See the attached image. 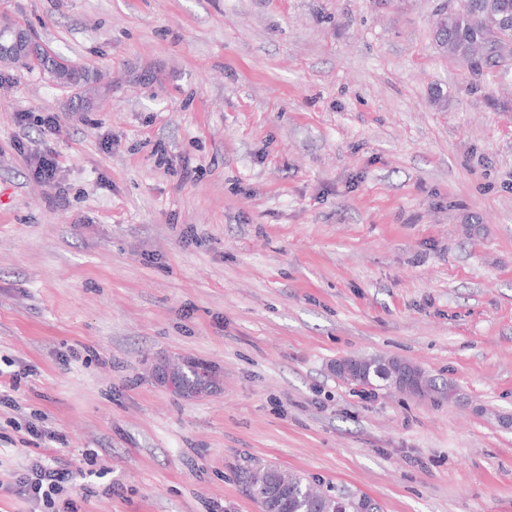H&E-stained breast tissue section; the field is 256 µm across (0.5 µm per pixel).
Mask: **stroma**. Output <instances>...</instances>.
Listing matches in <instances>:
<instances>
[{
	"label": "stroma",
	"mask_w": 512,
	"mask_h": 512,
	"mask_svg": "<svg viewBox=\"0 0 512 512\" xmlns=\"http://www.w3.org/2000/svg\"><path fill=\"white\" fill-rule=\"evenodd\" d=\"M436 6L0 0L112 83L83 111L0 65V512H259L266 464L381 512H512V71L440 54ZM47 147L61 198L27 172ZM360 354L456 399L331 371ZM178 359L210 388L166 386ZM35 458L99 476L6 492ZM376 367L384 370L388 381L373 373L371 375L372 383L382 381L388 384L389 382V386L395 390L410 395H420L423 392L425 374L418 365L398 358H379V365L374 369ZM442 390H445L446 395L448 394V401L456 399L455 389L451 384L439 385L436 379L431 377H428L426 389L421 395L438 393Z\"/></svg>",
	"instance_id": "stroma-1"
}]
</instances>
